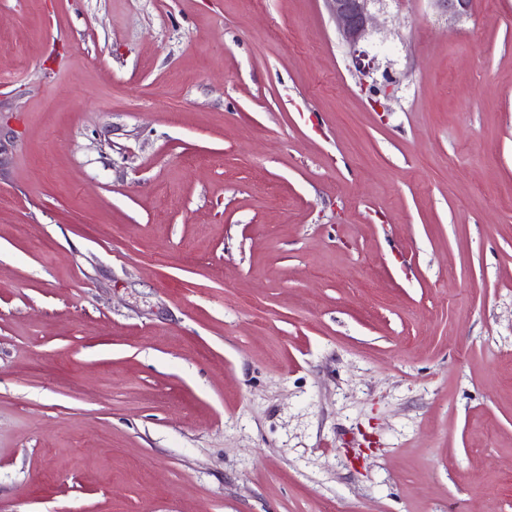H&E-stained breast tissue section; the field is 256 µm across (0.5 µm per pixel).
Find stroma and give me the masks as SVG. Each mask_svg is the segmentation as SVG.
I'll return each mask as SVG.
<instances>
[{
    "mask_svg": "<svg viewBox=\"0 0 512 512\" xmlns=\"http://www.w3.org/2000/svg\"><path fill=\"white\" fill-rule=\"evenodd\" d=\"M375 10L0 0V512H512V0ZM381 0H325L326 6L336 21L337 32L349 47L352 65L360 75L369 77L375 70V57L360 49L375 16L371 5ZM433 6L448 18L461 21L468 18L474 7V0H430Z\"/></svg>",
    "mask_w": 512,
    "mask_h": 512,
    "instance_id": "1",
    "label": "stroma"
}]
</instances>
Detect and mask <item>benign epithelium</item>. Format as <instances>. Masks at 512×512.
<instances>
[{
  "instance_id": "1",
  "label": "benign epithelium",
  "mask_w": 512,
  "mask_h": 512,
  "mask_svg": "<svg viewBox=\"0 0 512 512\" xmlns=\"http://www.w3.org/2000/svg\"><path fill=\"white\" fill-rule=\"evenodd\" d=\"M377 0H325L326 6L336 21L337 32L349 47L352 65L360 75L368 77L375 70V58L360 48L369 29L373 27L375 16L371 5ZM433 6L448 18L461 21L469 17L474 0H431Z\"/></svg>"
}]
</instances>
